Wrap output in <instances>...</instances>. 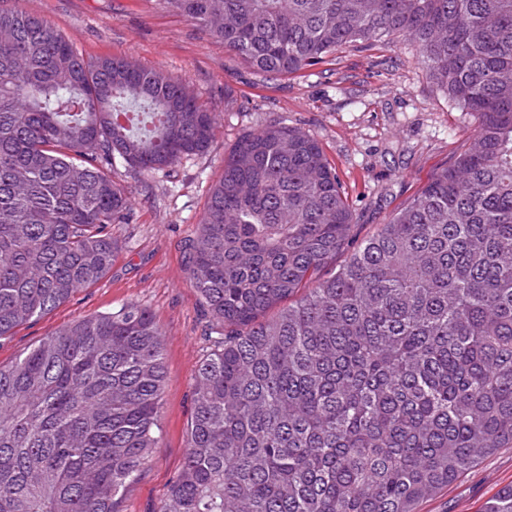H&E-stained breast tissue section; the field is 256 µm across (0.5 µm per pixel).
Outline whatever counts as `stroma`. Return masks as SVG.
I'll use <instances>...</instances> for the list:
<instances>
[{"mask_svg":"<svg viewBox=\"0 0 512 512\" xmlns=\"http://www.w3.org/2000/svg\"><path fill=\"white\" fill-rule=\"evenodd\" d=\"M19 6L44 18L86 57L127 55L182 79L215 115L208 151L172 170L147 173L113 161L128 215L112 227L111 269L0 341V362L7 363L75 319L129 302L152 314L165 358L157 442L118 507L158 512L184 462L195 370L214 348L209 317L189 282L186 244L225 157L243 136L269 124L313 135L360 222L359 235L366 236L449 162L476 119L448 103L403 40L346 48L316 66L270 78L160 0H19ZM511 485L512 448H500L424 501L419 512H482Z\"/></svg>","mask_w":512,"mask_h":512,"instance_id":"obj_1","label":"stroma"}]
</instances>
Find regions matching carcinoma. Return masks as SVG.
Here are the masks:
<instances>
[{
  "label": "carcinoma",
  "instance_id": "carcinoma-1",
  "mask_svg": "<svg viewBox=\"0 0 512 512\" xmlns=\"http://www.w3.org/2000/svg\"><path fill=\"white\" fill-rule=\"evenodd\" d=\"M163 2L265 75L405 38L478 124L353 248L312 135L268 125L224 159L187 262L215 349L159 512H417L512 448V0ZM213 136L180 79L0 9V340L111 269L112 159L169 170ZM161 336L130 302L0 365V512H119L155 445Z\"/></svg>",
  "mask_w": 512,
  "mask_h": 512
}]
</instances>
